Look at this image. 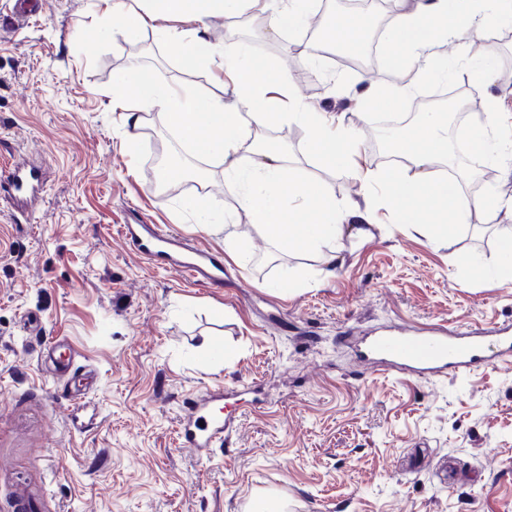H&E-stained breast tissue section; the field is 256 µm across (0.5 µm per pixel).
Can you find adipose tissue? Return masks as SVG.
I'll list each match as a JSON object with an SVG mask.
<instances>
[{
	"mask_svg": "<svg viewBox=\"0 0 512 512\" xmlns=\"http://www.w3.org/2000/svg\"><path fill=\"white\" fill-rule=\"evenodd\" d=\"M472 0H395L397 12L385 35L393 62L416 66L429 73L428 50L453 36L481 34L512 25V0L501 9L476 16ZM316 0H144L143 5L108 0V16H120L117 26L127 38H136L159 17L188 16L205 22L213 16L271 13L269 28L279 35L305 24ZM163 38L184 68L195 70L222 63L224 96L188 93L166 82L158 71L130 65L112 92L113 106L125 111L129 141H136L148 112H162L169 130L197 150L224 163L225 179L239 187L238 203L271 243L282 250H305L321 258L325 275L342 263L344 239H362L372 233L374 212L386 209L394 223L414 225L429 237H449L468 223L473 212L507 209L512 199L494 194L471 197L458 182L432 179L426 167L449 157L448 118L443 112L422 113L414 131L393 141L402 164L376 171L354 167L357 132L335 128V116L304 103L280 59L250 64L248 49L232 45L225 52L204 35L163 31ZM295 122L311 135L309 150L327 167L352 170L366 186L381 187V196L341 201L332 185L290 170L284 150L255 143V130Z\"/></svg>",
	"mask_w": 512,
	"mask_h": 512,
	"instance_id": "adipose-tissue-1",
	"label": "adipose tissue"
}]
</instances>
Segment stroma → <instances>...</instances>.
Wrapping results in <instances>:
<instances>
[{
    "label": "stroma",
    "instance_id": "1",
    "mask_svg": "<svg viewBox=\"0 0 512 512\" xmlns=\"http://www.w3.org/2000/svg\"><path fill=\"white\" fill-rule=\"evenodd\" d=\"M195 27L162 17L128 39L105 33L102 0H41L25 17L17 0H0V166L41 176L26 211L0 197V512H16L22 476L40 512H252L262 497L284 512H512V360L448 377L360 359L365 338L389 330L512 326V287L496 277L512 213H474L448 239L378 209L371 237L345 241L327 278L316 256L274 250L253 227L219 158L158 190L149 138L125 148L112 89L134 62L178 68L165 41L153 53L144 39ZM233 27L283 57L309 106L355 128V161L374 169L353 97L373 68L328 58L307 67L291 38H270L248 16L209 19L204 31L221 50ZM501 35L453 39L435 58L461 84L462 60L480 57L484 40L512 59ZM479 98L503 115L492 138L512 143V81ZM256 138L282 146L293 171L331 183L337 199H361L349 171L318 165L304 127ZM201 196L232 214L245 259L225 251L223 224L199 223L190 202ZM123 224H157L205 248L223 283L145 259ZM288 270L311 283L280 289ZM56 338L66 375L46 357ZM78 379L88 385L77 399ZM219 390L229 429L201 459L181 443L183 403Z\"/></svg>",
    "mask_w": 512,
    "mask_h": 512
}]
</instances>
